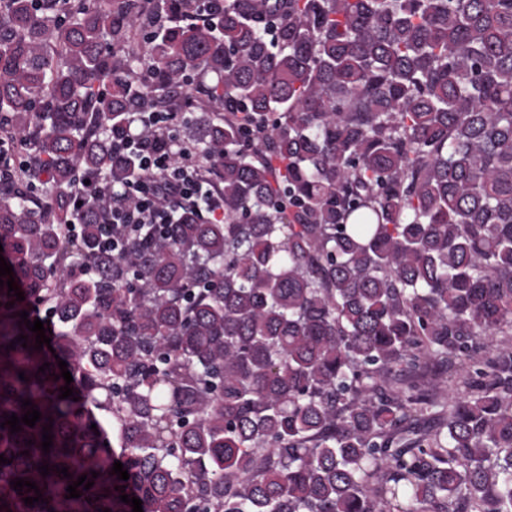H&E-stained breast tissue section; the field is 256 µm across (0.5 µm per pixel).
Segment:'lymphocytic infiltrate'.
Wrapping results in <instances>:
<instances>
[{"label":"lymphocytic infiltrate","mask_w":512,"mask_h":512,"mask_svg":"<svg viewBox=\"0 0 512 512\" xmlns=\"http://www.w3.org/2000/svg\"><path fill=\"white\" fill-rule=\"evenodd\" d=\"M114 148L122 154L138 155L140 171L114 195L110 217L113 234L104 239V252L120 255L121 236L135 234L148 224L172 223L175 213L182 210L198 211L210 220L223 221V197L189 156L171 163L165 146L152 136L134 132L120 138Z\"/></svg>","instance_id":"lymphocytic-infiltrate-1"}]
</instances>
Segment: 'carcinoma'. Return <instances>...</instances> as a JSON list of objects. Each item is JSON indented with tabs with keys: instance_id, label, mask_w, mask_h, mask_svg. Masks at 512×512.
<instances>
[{
	"instance_id": "1",
	"label": "carcinoma",
	"mask_w": 512,
	"mask_h": 512,
	"mask_svg": "<svg viewBox=\"0 0 512 512\" xmlns=\"http://www.w3.org/2000/svg\"><path fill=\"white\" fill-rule=\"evenodd\" d=\"M145 2L0 0V512H512V0ZM200 90L224 223L105 254L78 183Z\"/></svg>"
}]
</instances>
